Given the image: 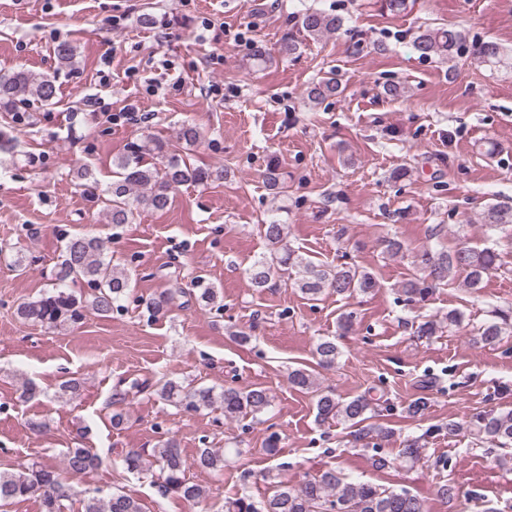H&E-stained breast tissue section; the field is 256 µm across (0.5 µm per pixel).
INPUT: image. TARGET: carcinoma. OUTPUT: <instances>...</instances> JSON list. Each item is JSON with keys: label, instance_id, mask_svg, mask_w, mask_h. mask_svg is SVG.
<instances>
[{"label": "carcinoma", "instance_id": "cac0c4a2", "mask_svg": "<svg viewBox=\"0 0 512 512\" xmlns=\"http://www.w3.org/2000/svg\"><path fill=\"white\" fill-rule=\"evenodd\" d=\"M297 25L312 39L334 34L344 26V19L336 14L307 8L298 14ZM465 44L464 34L454 28H427L413 40V47L423 58L451 59ZM300 43L294 35L284 34L278 44V54L290 57L298 52ZM472 55L488 65L503 62L501 47L492 41L472 45ZM342 92L336 74L322 78L308 90V97L323 100ZM57 95L55 76L35 74L24 69L0 70V112L14 114L29 112L36 107L55 104ZM178 139L187 147L198 145L203 132L193 123L182 125ZM153 152L166 159L162 167L143 164V155ZM117 179L106 189L109 222L115 226L131 224L144 210H163L169 206L173 194L185 183L204 185L223 172L209 168L191 167L186 161L170 155L161 141L149 139L134 143L128 153L115 161ZM267 189L276 194L285 188L284 172L278 160L268 161L264 174ZM482 224L496 229L512 224V208L490 205L484 211ZM264 237L271 247L269 255L255 259L246 273L253 287H265L275 273L295 270V285L307 299L316 301L330 288L336 294L368 293L376 287L374 275L358 265L331 266L316 263L297 255L286 242L287 225L271 220L264 225ZM497 266V254L489 249L460 247L452 251L444 248L424 250L418 255V273L402 283V292L409 301L424 300L436 285L464 274L463 285L472 290L481 287L486 276ZM84 280L91 285L88 298L76 296L69 284ZM131 279L127 271L107 260L100 239L75 233L64 245L62 259L53 270L52 290L39 298L22 302L17 313L25 321L52 329L73 325L91 310L108 317L123 307L130 294ZM196 301L214 307L218 292L202 275L195 281ZM178 290L166 289L145 301L147 310L156 316L169 310ZM512 330V311L495 310L480 328L479 342L494 346ZM317 364L330 367L339 356L338 346L332 339H322L315 346ZM290 383L301 390L314 393L317 418L322 421L340 420L355 427L352 438L356 443L370 434L383 430L368 426L367 413L373 410L372 398L365 395L343 399L330 389L319 387L315 373L293 369L288 374ZM151 391L158 398L183 405L185 409L199 411L220 405L224 419L232 420L251 414L256 416L268 410L271 398L266 390L254 388L246 391L226 387L216 394L209 387L194 388L172 379L158 380L155 384L137 380L120 395L125 400L135 391ZM448 434L465 431L478 440H486L504 447L512 443V409L479 412L465 415L446 424ZM151 457L158 466V488L163 495L174 494L186 502L198 504L204 499L201 486L187 478L188 464L183 458L178 441L173 437L159 440L152 448ZM104 459L91 448H69L64 454L62 468L42 463L18 464L17 468L0 471V507L32 497L39 498L40 512H71L78 501L81 512H145L142 503L128 495L114 492L101 497L96 491L80 489L63 475H84L100 468ZM120 465L131 473L145 470L143 454L131 449L120 457ZM193 465L202 470L220 471L224 468V454L210 448L199 450ZM273 488L272 495L260 504L243 495L225 504L226 512H429L424 500L402 489L388 491L369 483L346 477L336 468H328L298 487L266 475Z\"/></svg>", "mask_w": 512, "mask_h": 512}]
</instances>
